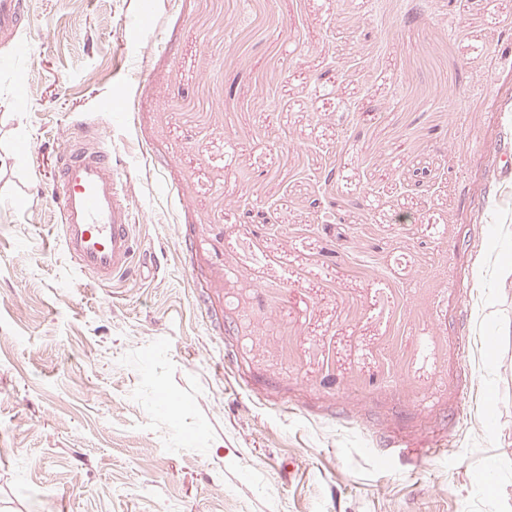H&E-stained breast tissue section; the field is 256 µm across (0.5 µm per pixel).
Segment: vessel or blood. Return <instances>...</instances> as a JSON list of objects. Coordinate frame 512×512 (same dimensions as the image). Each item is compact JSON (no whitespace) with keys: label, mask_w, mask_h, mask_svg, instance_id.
<instances>
[{"label":"vessel or blood","mask_w":512,"mask_h":512,"mask_svg":"<svg viewBox=\"0 0 512 512\" xmlns=\"http://www.w3.org/2000/svg\"><path fill=\"white\" fill-rule=\"evenodd\" d=\"M25 0H0V40L13 41L28 28ZM116 148L104 144L89 124L75 125L57 159L52 198L60 218V243L74 266L95 284L106 286L140 262L132 222L128 176L115 159Z\"/></svg>","instance_id":"b4317fda"}]
</instances>
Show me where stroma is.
Masks as SVG:
<instances>
[{"label": "stroma", "mask_w": 512, "mask_h": 512, "mask_svg": "<svg viewBox=\"0 0 512 512\" xmlns=\"http://www.w3.org/2000/svg\"><path fill=\"white\" fill-rule=\"evenodd\" d=\"M140 2L0 42V512H512V0ZM79 122L154 278L60 245Z\"/></svg>", "instance_id": "1"}]
</instances>
